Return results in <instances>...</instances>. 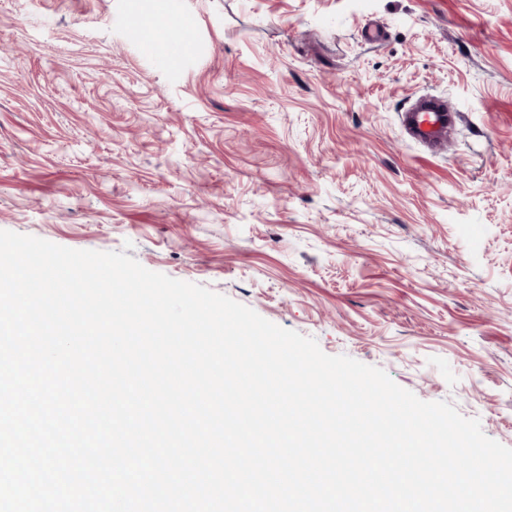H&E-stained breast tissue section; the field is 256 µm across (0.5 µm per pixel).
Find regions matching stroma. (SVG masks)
<instances>
[{
	"mask_svg": "<svg viewBox=\"0 0 512 512\" xmlns=\"http://www.w3.org/2000/svg\"><path fill=\"white\" fill-rule=\"evenodd\" d=\"M169 5L0 0V230L127 251L512 447V0ZM422 96L443 150L402 129Z\"/></svg>",
	"mask_w": 512,
	"mask_h": 512,
	"instance_id": "stroma-1",
	"label": "stroma"
}]
</instances>
